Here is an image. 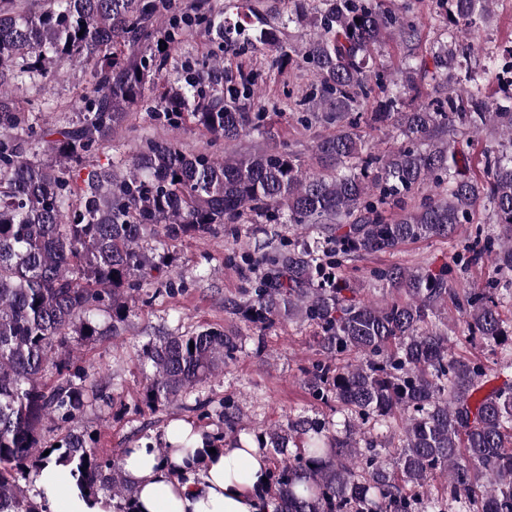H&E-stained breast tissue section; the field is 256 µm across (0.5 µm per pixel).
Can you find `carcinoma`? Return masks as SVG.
Masks as SVG:
<instances>
[{"instance_id":"obj_1","label":"carcinoma","mask_w":512,"mask_h":512,"mask_svg":"<svg viewBox=\"0 0 512 512\" xmlns=\"http://www.w3.org/2000/svg\"><path fill=\"white\" fill-rule=\"evenodd\" d=\"M437 2L448 5L446 37L432 42L430 68L414 53L420 29L409 0H288L282 25L312 16L314 33L299 50L259 13L227 21L208 0L180 15L170 0H42L36 10L0 0V512H49L20 480L39 475L52 454L81 490L130 505L134 488L120 463L75 426L111 398L59 349L73 332L85 342L119 336L133 294L161 270L147 241L236 235L241 224L322 235L225 262L260 272L242 299L224 301L233 315L261 333L293 319L315 329L321 359L303 384L342 415H298L251 435L274 451V512H512V320L500 311L512 302V47L482 49L484 75L500 81L494 99L465 63L496 0ZM164 14L170 45L203 25L229 47L254 33L277 64L301 54L314 77L297 103L302 120L336 127L314 145L315 164L276 148L218 158L148 140L119 171L112 135L142 102L154 103L157 124L190 122L226 146L262 118L244 77L225 94L205 90V79L224 83L217 60L170 79L167 57L149 47ZM388 40L406 49L399 81L375 58ZM55 59L90 74L83 111L59 126L42 119L48 103L14 99L52 78ZM376 123L400 143L369 150L362 127ZM484 132L494 139L479 176L463 144ZM105 149L114 152L107 163H87ZM481 206L493 229L476 228L453 264L378 269L377 301L347 277L346 265L367 254L453 238ZM483 259L504 282L453 287L458 268ZM450 301L466 340L507 351L495 367L452 355L448 323L435 321ZM242 349L241 335L225 329L150 338L142 403L205 408L210 401L187 403L190 394ZM216 416L221 437L240 441V405L226 397ZM52 424L61 431L54 444L44 434ZM439 477L444 495L433 497L426 486Z\"/></svg>"}]
</instances>
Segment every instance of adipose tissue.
<instances>
[{
	"label": "adipose tissue",
	"instance_id": "obj_1",
	"mask_svg": "<svg viewBox=\"0 0 512 512\" xmlns=\"http://www.w3.org/2000/svg\"><path fill=\"white\" fill-rule=\"evenodd\" d=\"M200 442L191 424L171 425L166 453L139 446L127 449L120 464L133 484L132 512H272L265 481L269 462L256 447L239 448L225 441L215 453L186 452L185 438ZM52 512H117L115 499L85 497L68 469L47 463L37 480Z\"/></svg>",
	"mask_w": 512,
	"mask_h": 512
}]
</instances>
